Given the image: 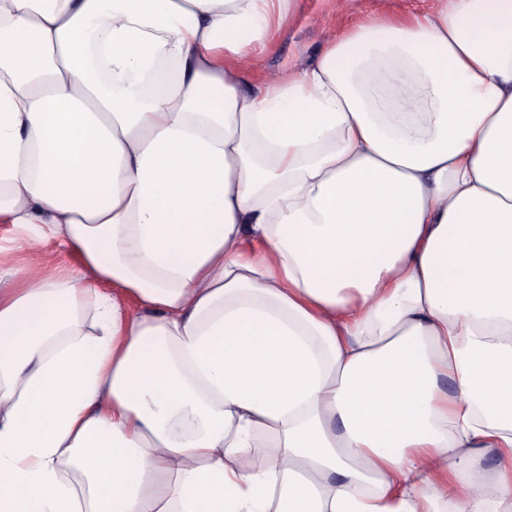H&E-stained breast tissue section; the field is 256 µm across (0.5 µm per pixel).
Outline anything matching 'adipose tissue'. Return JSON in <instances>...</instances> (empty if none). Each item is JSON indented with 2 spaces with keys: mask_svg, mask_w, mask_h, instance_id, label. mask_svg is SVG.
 Returning a JSON list of instances; mask_svg holds the SVG:
<instances>
[{
  "mask_svg": "<svg viewBox=\"0 0 512 512\" xmlns=\"http://www.w3.org/2000/svg\"><path fill=\"white\" fill-rule=\"evenodd\" d=\"M289 6L0 0V512H512V0ZM430 0H294L289 22L275 46L263 58L256 86L290 66L312 64L324 41L343 25L381 13L425 10ZM23 232L8 224H0V257L2 268H22L52 260L58 265H70L73 260L64 252L58 251L51 241L43 242L34 248L20 246Z\"/></svg>",
  "mask_w": 512,
  "mask_h": 512,
  "instance_id": "1",
  "label": "adipose tissue"
}]
</instances>
